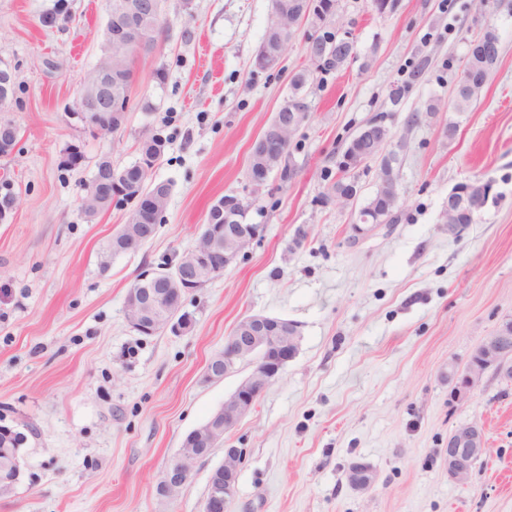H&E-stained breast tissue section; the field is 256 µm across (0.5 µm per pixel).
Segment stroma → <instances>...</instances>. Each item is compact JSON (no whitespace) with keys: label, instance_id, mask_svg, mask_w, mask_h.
<instances>
[{"label":"stroma","instance_id":"stroma-1","mask_svg":"<svg viewBox=\"0 0 512 512\" xmlns=\"http://www.w3.org/2000/svg\"><path fill=\"white\" fill-rule=\"evenodd\" d=\"M67 3L46 26L55 0H0V69L14 78L0 122L18 128L0 156L16 196L0 223V421L31 429L21 481L0 495V512H202L228 448L244 451L231 512H512V379L486 372L464 403L448 382L449 367L464 370L512 318V0H396L383 16L370 0H338L336 23L353 32L357 55L315 75L290 170L257 194L251 147L292 72L308 65L304 35L280 69L257 72L269 0H163L162 31L133 62L121 126L95 136L70 112L101 56L108 2ZM489 20L500 61L472 109L454 111L452 86ZM397 86L405 94L394 105ZM374 119L399 147V218L361 232L327 193L347 143ZM152 134L166 140L152 172L171 186L162 221L139 251L101 270L134 204L89 219L81 196L102 158L128 166ZM74 144L82 155L69 164ZM472 181L490 184L486 203L450 235L448 194ZM229 193L255 196L247 221L263 225L261 238L186 297L189 328L140 335L126 319L130 284L176 263ZM251 314L294 322L298 352L223 446L161 498L156 486L185 435L248 372L203 379ZM465 421L484 427L488 445L461 486L445 450ZM356 463L373 469L371 490L349 484Z\"/></svg>","mask_w":512,"mask_h":512}]
</instances>
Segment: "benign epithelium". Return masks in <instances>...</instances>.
I'll list each match as a JSON object with an SVG mask.
<instances>
[{"instance_id": "benign-epithelium-1", "label": "benign epithelium", "mask_w": 512, "mask_h": 512, "mask_svg": "<svg viewBox=\"0 0 512 512\" xmlns=\"http://www.w3.org/2000/svg\"><path fill=\"white\" fill-rule=\"evenodd\" d=\"M318 0H288V35L294 37L299 26L316 20ZM161 18V0H126L122 17L107 21L112 28L111 51L121 52L132 58L144 49L139 21L143 18ZM356 41L353 35L341 28L331 41L311 40L306 56L310 66H318L325 57L336 59L338 67H345L354 60ZM497 52L488 47L487 54L469 56L457 82L453 97L456 100L477 98L486 83L488 74L496 67ZM127 105L123 97L112 95V66L98 62L93 78L84 83L75 102L72 116L92 128L97 134L110 133L118 127L114 117L123 114ZM309 110L303 101L293 102L283 98L271 122L253 143L252 152L264 160V165L249 169L253 195H258L268 175L282 166L287 155V137L295 134L308 121ZM18 129L11 122L0 124V155L12 152ZM394 135L379 120L370 121L355 135L344 158L348 166L360 164L365 156L383 159L386 147ZM393 165L385 166L378 174L376 189L387 201L386 208H396L400 202V189L393 176ZM115 168L108 165L99 171L91 192L95 199L111 196L124 197L136 202L132 209L135 224L120 236L110 239L106 255L128 251L135 241L150 240L160 224L163 211L153 205L147 193H133L112 179ZM485 184L474 181L457 187V196L448 201L446 223L448 233L455 234L462 226L460 216L472 209L483 193ZM249 200L236 194L224 195V223L203 225L208 243L181 255L174 268L158 267L141 272L138 287L126 295V318L133 330L143 336H153L167 329L187 328L191 319L183 311L187 295L207 284L206 275L222 273L234 264L241 253L264 231L262 224L238 222V213L246 208ZM300 334L297 326L288 320L261 314L241 318L225 337L223 354L210 360L204 378L218 381L238 371L247 364L250 370L235 391L224 400V405L209 420L194 428L178 455L167 466L157 486L162 498L174 496L189 480L194 465L209 457L222 442L224 434L249 414L267 387L278 380L285 366L297 354ZM512 377V318L502 321L499 328L486 336L470 357L465 371L459 373L448 367V383L456 401H465L489 370ZM487 451V439L482 425L476 422L457 424L448 436L446 464L448 478L456 484L469 482L472 465ZM243 456L240 448L224 449V465L215 469L209 478L203 512H230L234 500L238 468ZM350 484L358 490H368L375 483L369 469L349 471Z\"/></svg>"}]
</instances>
